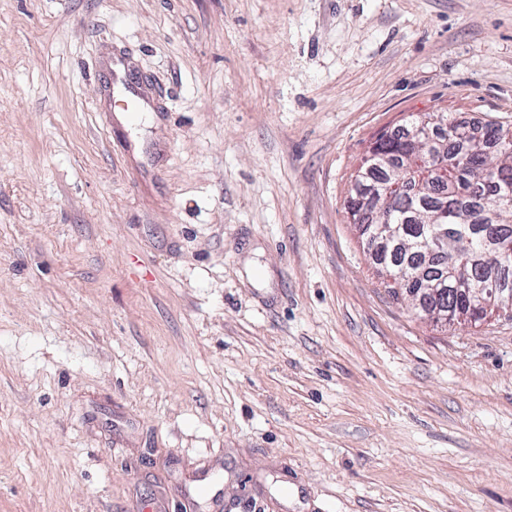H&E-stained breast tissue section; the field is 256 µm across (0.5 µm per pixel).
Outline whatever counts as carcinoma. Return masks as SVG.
<instances>
[{"mask_svg": "<svg viewBox=\"0 0 512 512\" xmlns=\"http://www.w3.org/2000/svg\"><path fill=\"white\" fill-rule=\"evenodd\" d=\"M419 122L416 118L402 130L379 136L358 181L391 184L405 179L398 167L417 158L416 147L405 139ZM431 139L448 175H430L427 193L412 196L401 188L348 210L361 232L372 234L384 224L405 240L397 246L385 232L374 238L372 258L380 275L406 270L409 279L400 285L402 294H414L424 304L450 311L470 310L471 325L476 327L485 320L477 312L479 302L460 291L448 267L469 274L477 286L512 285V262L502 260L504 253L512 252V130L487 122L473 134L443 114ZM425 227L448 239L444 254L430 256L414 246Z\"/></svg>", "mask_w": 512, "mask_h": 512, "instance_id": "cac0c4a2", "label": "carcinoma"}]
</instances>
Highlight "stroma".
<instances>
[{
  "label": "stroma",
  "mask_w": 512,
  "mask_h": 512,
  "mask_svg": "<svg viewBox=\"0 0 512 512\" xmlns=\"http://www.w3.org/2000/svg\"><path fill=\"white\" fill-rule=\"evenodd\" d=\"M433 112L512 128V0H0V512H512V311L347 210ZM419 122L420 118H415L401 131L379 136L370 147L369 154L372 158L357 176L358 182L374 180L378 183L391 184L405 179L408 173L398 172L395 168H399L407 161L414 163L418 157L416 147L406 143L404 139Z\"/></svg>",
  "instance_id": "obj_1"
}]
</instances>
